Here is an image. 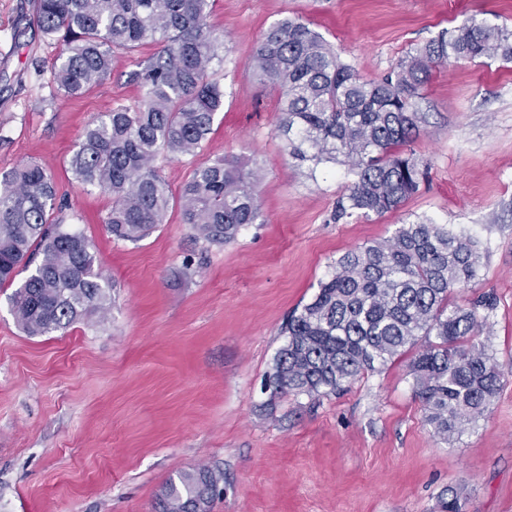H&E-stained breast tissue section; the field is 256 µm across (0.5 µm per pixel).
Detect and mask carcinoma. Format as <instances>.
Returning a JSON list of instances; mask_svg holds the SVG:
<instances>
[{"instance_id":"1","label":"carcinoma","mask_w":512,"mask_h":512,"mask_svg":"<svg viewBox=\"0 0 512 512\" xmlns=\"http://www.w3.org/2000/svg\"><path fill=\"white\" fill-rule=\"evenodd\" d=\"M33 23L65 49L51 70L63 95L82 96L106 80L119 54L157 46L132 60L142 91L84 128L69 159L74 178L112 193L104 219L118 240L137 242L165 223L168 185L160 153L195 155L224 110V35L209 22V0H37ZM512 60V30L471 17L441 31L377 81L341 63L299 19L269 28L248 65L284 90L279 131L289 154L319 164L344 157L353 176L336 219L397 209L418 192L427 167L404 146L419 134L417 99L436 64ZM257 176L223 157L198 165L179 196L181 223L196 238L228 243L255 224ZM58 188L36 163L0 175V286L30 270L10 303L24 332L65 330L111 304L88 238L53 217ZM479 243L443 224L400 225L388 240L344 253L314 298L288 318L285 343L266 385L271 396L338 394L362 371L417 345L408 365L426 422L447 440L477 421L500 390L502 366L477 341V309L448 307V294L474 278ZM224 473L202 466L169 479L155 512H211Z\"/></svg>"}]
</instances>
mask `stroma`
Returning a JSON list of instances; mask_svg holds the SVG:
<instances>
[{
    "mask_svg": "<svg viewBox=\"0 0 512 512\" xmlns=\"http://www.w3.org/2000/svg\"><path fill=\"white\" fill-rule=\"evenodd\" d=\"M37 0H0V174L35 162L64 201L108 281L111 309L65 331L29 336L0 287V512H154L177 473H224L211 512H512V373L484 416L449 440L424 418L410 354L364 371L348 390L270 398L262 384L293 310L312 300L348 250L429 218L477 239L482 258L449 305L495 299L480 339L512 366V61L433 69L419 136L428 165L393 212L335 222L351 181L344 163L301 164L277 131L282 92L248 66L264 32L298 18L364 79L479 15L512 28V0H210L224 34V110L197 155L157 159L171 196L223 156L256 172L260 218L235 240L194 237L171 204L136 243L113 238L112 196L77 182L68 160L85 125L140 88L132 58L76 99L50 82L60 42L31 23Z\"/></svg>",
    "mask_w": 512,
    "mask_h": 512,
    "instance_id": "stroma-1",
    "label": "stroma"
}]
</instances>
